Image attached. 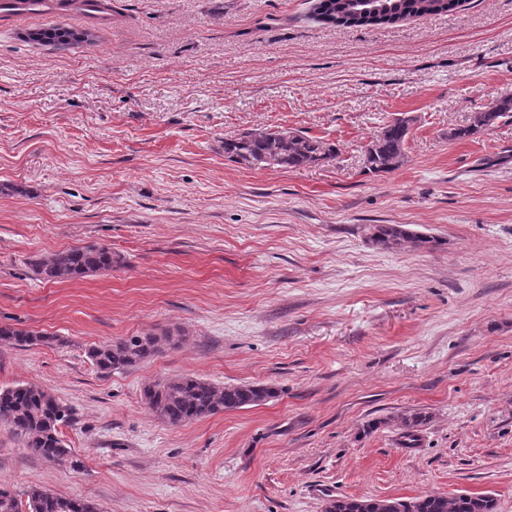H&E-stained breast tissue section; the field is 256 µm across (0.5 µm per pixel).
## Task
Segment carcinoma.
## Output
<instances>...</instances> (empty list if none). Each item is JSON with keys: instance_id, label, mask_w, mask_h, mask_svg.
I'll return each instance as SVG.
<instances>
[{"instance_id": "carcinoma-1", "label": "carcinoma", "mask_w": 512, "mask_h": 512, "mask_svg": "<svg viewBox=\"0 0 512 512\" xmlns=\"http://www.w3.org/2000/svg\"><path fill=\"white\" fill-rule=\"evenodd\" d=\"M461 0H375L373 11L361 13L349 0H317L315 13L325 24L381 25L446 13ZM96 26L81 32L62 27L43 30L49 46L89 43ZM512 114V97L494 101L475 115L473 124L449 132L451 139L464 138L479 128L493 126L499 118ZM408 122L397 118L381 128L368 144L369 156L364 168L371 173H386L398 168L404 159ZM224 155L248 167L260 169H301L319 166L336 159V145L305 135L291 128L250 130L224 140ZM369 241L384 250L400 249L408 244L433 250L440 240L414 233L403 224H371L366 228ZM123 265L121 256L104 245L76 246L50 253L32 262L41 279L52 282L74 281L94 273L110 271ZM52 337L30 330L0 326V342L35 344ZM171 343V334L161 339L155 335L127 336L112 343L92 346L88 357L101 371L124 370L156 355L162 342ZM275 388L258 383L216 386L206 380L185 376L177 381H155L143 388L147 407L172 425L204 418L219 412L259 406L275 398ZM70 419V409L50 392L36 385H19L0 390V423L14 435L27 441L36 454L78 468L73 452L67 447L59 427ZM403 437L414 441L430 421L429 413L405 410L394 418ZM495 499L488 494L463 491L448 495L426 493L402 499L337 498L326 502L324 512H495ZM0 512H99L90 501L62 498L48 490L32 489L22 498L0 489Z\"/></svg>"}]
</instances>
